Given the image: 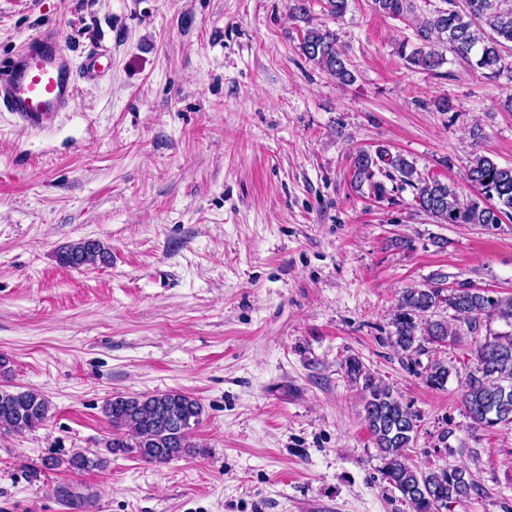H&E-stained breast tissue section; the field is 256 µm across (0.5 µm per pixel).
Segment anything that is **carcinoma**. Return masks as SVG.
Returning <instances> with one entry per match:
<instances>
[{"instance_id": "carcinoma-1", "label": "carcinoma", "mask_w": 512, "mask_h": 512, "mask_svg": "<svg viewBox=\"0 0 512 512\" xmlns=\"http://www.w3.org/2000/svg\"><path fill=\"white\" fill-rule=\"evenodd\" d=\"M414 18L419 45L411 53L400 47L406 62L433 71L443 63V49L474 70L491 76L500 73L502 52L512 49V0H442ZM373 9L391 18L415 13L414 0H372ZM490 33H485L484 28ZM300 49L342 85L355 81V74L336 33L327 26L303 32ZM351 183L368 186L371 194L387 198L385 183L376 174L415 190L414 204L438 224H500L512 213V166H503L485 155L474 156L467 165L464 181L477 189L484 202L465 200L457 188L435 176L417 177L413 163L384 148L358 151L351 163ZM110 252L102 242L80 239L58 253L59 263L71 267L104 264ZM450 309L455 320L468 326L475 344V366L465 377L462 404L474 430L512 424V330L480 335L483 319L497 317L512 327V298L494 297L487 291L460 285L445 287L438 276L430 285L404 289L393 316L390 344L405 354L417 352L423 343L441 345L459 339L457 327L434 318ZM348 381L359 391L362 416L384 461L385 480L399 491L412 512H436L435 504L449 505L470 496L475 481L458 467L422 469L410 462V452L419 434V415L411 405L394 395L392 388L376 378L356 357L345 360ZM448 365L436 359L426 369V383L442 389L448 382ZM51 405L37 389L11 391L0 386V431L23 433L43 425ZM102 411L112 425L106 447L112 453H133L138 458L164 464L195 451L192 431L202 419V403L177 391L126 396L105 401ZM67 465L77 471L102 469L105 461L97 454L76 452Z\"/></svg>"}]
</instances>
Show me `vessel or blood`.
Returning <instances> with one entry per match:
<instances>
[{
  "label": "vessel or blood",
  "instance_id": "1",
  "mask_svg": "<svg viewBox=\"0 0 512 512\" xmlns=\"http://www.w3.org/2000/svg\"><path fill=\"white\" fill-rule=\"evenodd\" d=\"M103 73L98 54L74 66L58 32L30 38L10 70L0 75V112L11 113L25 128H38L61 112L72 111L80 81L93 82Z\"/></svg>",
  "mask_w": 512,
  "mask_h": 512
}]
</instances>
